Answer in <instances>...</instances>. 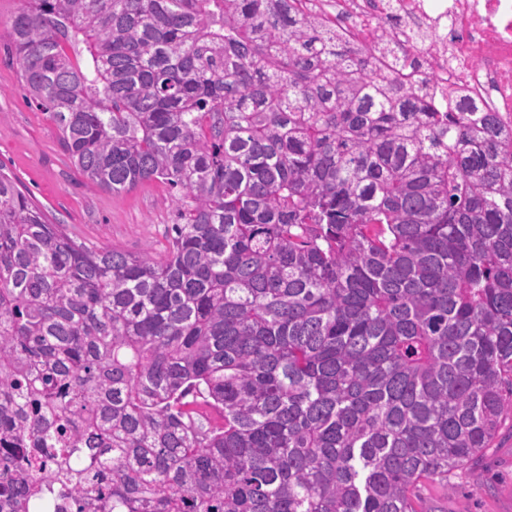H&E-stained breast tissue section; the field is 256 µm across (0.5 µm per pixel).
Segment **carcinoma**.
I'll return each mask as SVG.
<instances>
[{
  "mask_svg": "<svg viewBox=\"0 0 512 512\" xmlns=\"http://www.w3.org/2000/svg\"><path fill=\"white\" fill-rule=\"evenodd\" d=\"M21 2L5 57L77 171L180 197L158 260L0 167V512H428L512 415L504 122L295 0Z\"/></svg>",
  "mask_w": 512,
  "mask_h": 512,
  "instance_id": "obj_1",
  "label": "carcinoma"
}]
</instances>
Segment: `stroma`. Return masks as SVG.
<instances>
[{
	"label": "stroma",
	"mask_w": 512,
	"mask_h": 512,
	"mask_svg": "<svg viewBox=\"0 0 512 512\" xmlns=\"http://www.w3.org/2000/svg\"><path fill=\"white\" fill-rule=\"evenodd\" d=\"M17 62L0 58V163L31 193L55 223L78 241L97 248L163 254L176 206L163 185L105 192L87 186L59 144L47 114L29 101ZM474 473L423 481L420 507L427 512H512V416L501 427Z\"/></svg>",
	"instance_id": "stroma-1"
}]
</instances>
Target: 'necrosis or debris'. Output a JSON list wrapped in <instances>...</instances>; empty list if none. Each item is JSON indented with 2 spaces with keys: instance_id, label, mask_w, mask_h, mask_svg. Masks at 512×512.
<instances>
[{
  "instance_id": "necrosis-or-debris-1",
  "label": "necrosis or debris",
  "mask_w": 512,
  "mask_h": 512,
  "mask_svg": "<svg viewBox=\"0 0 512 512\" xmlns=\"http://www.w3.org/2000/svg\"><path fill=\"white\" fill-rule=\"evenodd\" d=\"M298 7L370 52L427 32L414 50L418 67L399 71V81L427 84L438 111L470 100L512 127V0H298Z\"/></svg>"
}]
</instances>
